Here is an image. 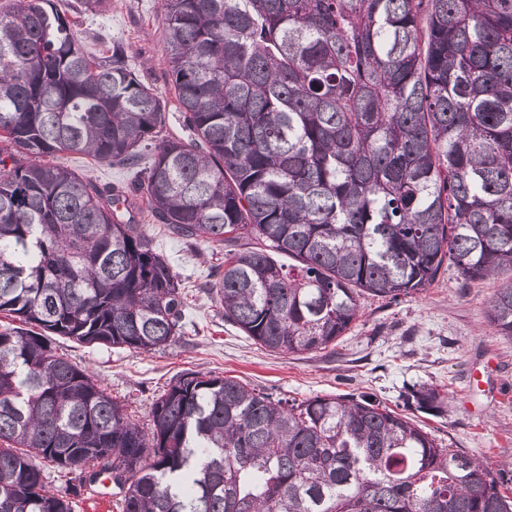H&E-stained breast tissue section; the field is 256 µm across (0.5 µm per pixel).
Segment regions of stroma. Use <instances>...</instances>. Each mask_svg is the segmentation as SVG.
Returning <instances> with one entry per match:
<instances>
[{
  "label": "stroma",
  "mask_w": 512,
  "mask_h": 512,
  "mask_svg": "<svg viewBox=\"0 0 512 512\" xmlns=\"http://www.w3.org/2000/svg\"><path fill=\"white\" fill-rule=\"evenodd\" d=\"M75 33L96 52L123 43L142 80L166 99L168 132L183 135L162 48L160 0H111L104 15L78 19ZM156 244L188 287L185 334L176 344L141 353L52 339L58 353L88 368L113 398L124 401L141 428L150 426L154 397L186 371L233 377L277 399L353 393L397 411L409 388L425 384L444 390L447 398L442 414L414 412L424 430L491 468L512 460V341L485 317L495 290L512 282L511 268L464 285L454 268L442 267L422 293L391 304L363 297L357 320L335 346L276 354L225 322L207 297L209 274L223 254L169 236L157 237Z\"/></svg>",
  "instance_id": "obj_1"
}]
</instances>
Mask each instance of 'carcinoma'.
Here are the masks:
<instances>
[{"label": "carcinoma", "mask_w": 512, "mask_h": 512, "mask_svg": "<svg viewBox=\"0 0 512 512\" xmlns=\"http://www.w3.org/2000/svg\"><path fill=\"white\" fill-rule=\"evenodd\" d=\"M110 0H76L105 14ZM184 140L123 44L87 53L53 0L0 4V512H512V470L367 396L275 400L188 372L150 433L60 336L151 352L183 336L155 237L224 250L206 292L271 352L336 343L369 295L512 268V0H162ZM109 162L102 183L53 163ZM295 264L286 267L276 256ZM512 340V284L486 311ZM414 387L404 405L440 412ZM51 468L59 487L45 480ZM57 161L101 182H119L123 181L127 176L126 170L121 167L112 166V164L107 162L97 163L85 156L65 154L61 155V158ZM102 484L99 482L92 494L85 493L78 504L76 512H119L118 489L114 487L110 480L101 478Z\"/></svg>", "instance_id": "obj_1"}]
</instances>
